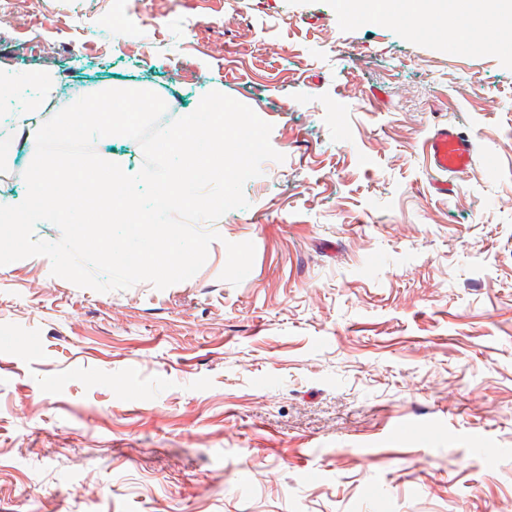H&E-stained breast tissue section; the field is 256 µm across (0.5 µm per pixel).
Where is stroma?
Here are the masks:
<instances>
[{
    "instance_id": "1",
    "label": "stroma",
    "mask_w": 512,
    "mask_h": 512,
    "mask_svg": "<svg viewBox=\"0 0 512 512\" xmlns=\"http://www.w3.org/2000/svg\"><path fill=\"white\" fill-rule=\"evenodd\" d=\"M456 29L338 0H0V58L58 79L31 125L118 85L169 122L215 82L284 156L202 223L186 281L0 265V512H512V50ZM442 123L476 148L445 196ZM17 139L0 112V202L27 190ZM339 5L341 8H343L345 10L360 9V10H362V12L365 13L364 15H367L376 21L386 19V16L384 13L383 1H378V0H365V1L342 0V1H339ZM364 15L363 16L362 15L349 16V19L367 21V19L365 18Z\"/></svg>"
}]
</instances>
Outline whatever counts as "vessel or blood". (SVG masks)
<instances>
[{
    "mask_svg": "<svg viewBox=\"0 0 512 512\" xmlns=\"http://www.w3.org/2000/svg\"><path fill=\"white\" fill-rule=\"evenodd\" d=\"M427 153L435 174L437 193L451 191L450 176L469 171L474 164L475 143L472 137L453 124L437 126L427 140Z\"/></svg>",
    "mask_w": 512,
    "mask_h": 512,
    "instance_id": "vessel-or-blood-1",
    "label": "vessel or blood"
}]
</instances>
